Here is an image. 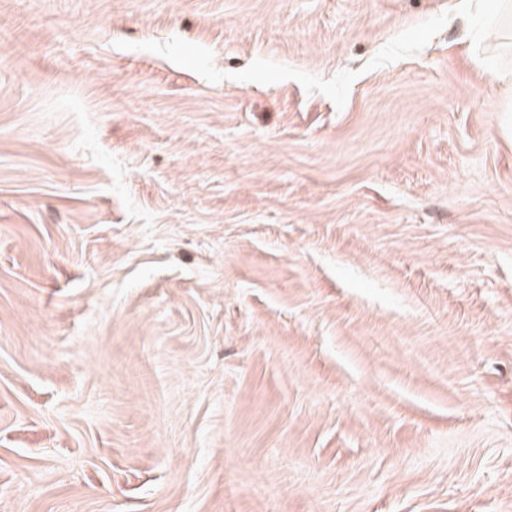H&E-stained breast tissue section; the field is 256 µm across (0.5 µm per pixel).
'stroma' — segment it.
<instances>
[{"label":"stroma","mask_w":512,"mask_h":512,"mask_svg":"<svg viewBox=\"0 0 512 512\" xmlns=\"http://www.w3.org/2000/svg\"><path fill=\"white\" fill-rule=\"evenodd\" d=\"M506 0H0V512H512Z\"/></svg>","instance_id":"1"}]
</instances>
